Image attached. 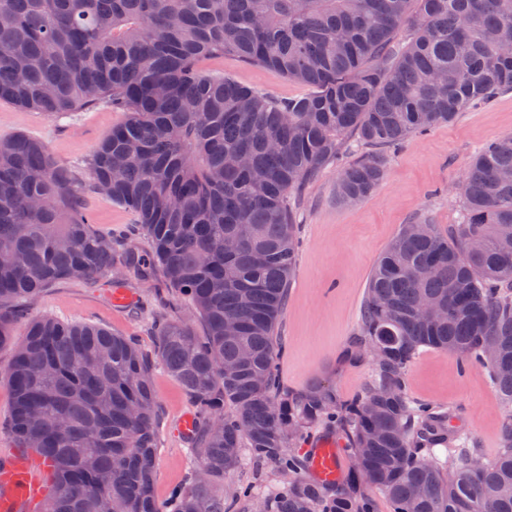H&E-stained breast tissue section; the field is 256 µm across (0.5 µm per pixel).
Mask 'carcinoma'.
Masks as SVG:
<instances>
[{
  "instance_id": "carcinoma-1",
  "label": "carcinoma",
  "mask_w": 512,
  "mask_h": 512,
  "mask_svg": "<svg viewBox=\"0 0 512 512\" xmlns=\"http://www.w3.org/2000/svg\"><path fill=\"white\" fill-rule=\"evenodd\" d=\"M509 41L512 0H0V100L46 117L100 104L127 113L86 167L148 244L147 257L116 261L112 234L93 227L43 143L0 137V349L13 438L51 460L39 512H162L149 354L102 327L28 313L59 281L119 269L160 270L206 327L152 324L156 356L199 421V467L173 512H375L369 488L392 512H512V135L470 162L448 233L420 217L374 266L352 354H377L358 393L344 400L321 382L287 392L276 367L298 249L290 194L354 145H398L512 90ZM225 54L310 91L282 101L201 73ZM384 174L383 156H360L339 172L337 201L370 196ZM422 348L487 371L506 413L494 458L448 410L409 395ZM322 426L352 460L334 483L307 476L299 451ZM267 464L282 478L272 496L228 481Z\"/></svg>"
}]
</instances>
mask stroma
<instances>
[{
    "label": "stroma",
    "instance_id": "1",
    "mask_svg": "<svg viewBox=\"0 0 512 512\" xmlns=\"http://www.w3.org/2000/svg\"><path fill=\"white\" fill-rule=\"evenodd\" d=\"M201 68L279 100L305 92L282 74L230 54L206 58ZM125 118V113L107 105L49 118L0 101V136L24 133L46 144L55 165L67 169L80 183L94 226L116 232L137 218L128 208L95 192L85 163ZM508 134H512L511 90L489 104L457 114L450 123L409 137L398 148L385 150L383 181L355 205L336 200L340 170L336 164L304 190L297 204L296 269L279 324L284 352L278 370L285 388L297 392L322 382L350 397L366 384L370 362L347 363L343 356L358 330L376 261L401 226L416 217H427L443 229L456 223L463 172L479 147ZM164 285L158 273L144 280L129 273L119 282L109 276L93 284L61 282L46 288L29 313L65 322L90 321L138 340L151 352L156 345L151 323L165 312L154 293ZM117 289L127 294V301L114 300ZM152 378L160 441L154 495L164 503L174 489L187 484L194 465L190 440L176 430L194 409L180 383L161 364H154ZM408 384L415 398L449 408L453 424L466 430L486 456L498 453L504 408L485 370L461 371L456 354L425 349L410 367Z\"/></svg>",
    "mask_w": 512,
    "mask_h": 512
}]
</instances>
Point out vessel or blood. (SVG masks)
<instances>
[{
    "instance_id": "b4317fda",
    "label": "vessel or blood",
    "mask_w": 512,
    "mask_h": 512,
    "mask_svg": "<svg viewBox=\"0 0 512 512\" xmlns=\"http://www.w3.org/2000/svg\"><path fill=\"white\" fill-rule=\"evenodd\" d=\"M342 468V455L334 443L326 442L312 457V472L325 482L335 481ZM49 488L48 467L19 450L0 459V512H30Z\"/></svg>"
}]
</instances>
